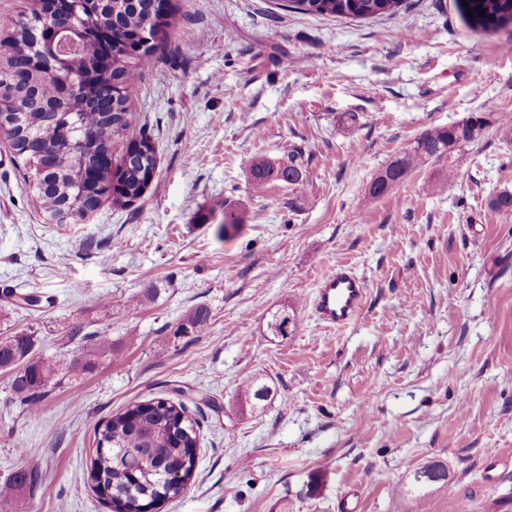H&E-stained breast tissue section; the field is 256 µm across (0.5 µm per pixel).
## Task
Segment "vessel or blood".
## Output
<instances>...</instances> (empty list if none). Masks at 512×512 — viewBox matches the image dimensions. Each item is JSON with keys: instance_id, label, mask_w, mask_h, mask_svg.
Wrapping results in <instances>:
<instances>
[{"instance_id": "1", "label": "vessel or blood", "mask_w": 512, "mask_h": 512, "mask_svg": "<svg viewBox=\"0 0 512 512\" xmlns=\"http://www.w3.org/2000/svg\"><path fill=\"white\" fill-rule=\"evenodd\" d=\"M366 296L364 280L351 268L339 266L321 280L312 307L326 326L342 329L358 320Z\"/></svg>"}]
</instances>
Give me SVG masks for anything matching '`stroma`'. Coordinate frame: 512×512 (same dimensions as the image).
Listing matches in <instances>:
<instances>
[{"instance_id": "obj_1", "label": "stroma", "mask_w": 512, "mask_h": 512, "mask_svg": "<svg viewBox=\"0 0 512 512\" xmlns=\"http://www.w3.org/2000/svg\"><path fill=\"white\" fill-rule=\"evenodd\" d=\"M172 2L112 143L117 162L152 138L142 198L50 222L36 165L0 140V340L29 334L60 362L96 336L117 349L33 411L0 370V486L36 474L14 512H111L85 481L95 430L152 398L199 433L193 479L159 512H512V214L490 205L512 191V26L472 31L455 0L366 20ZM488 114L462 169L429 164L369 196L420 134ZM294 147L303 182L255 191L251 161ZM226 208L242 223L221 239L209 214ZM341 263L368 292L336 331L310 302ZM199 305L206 329L178 334ZM427 466L445 482L418 485Z\"/></svg>"}]
</instances>
